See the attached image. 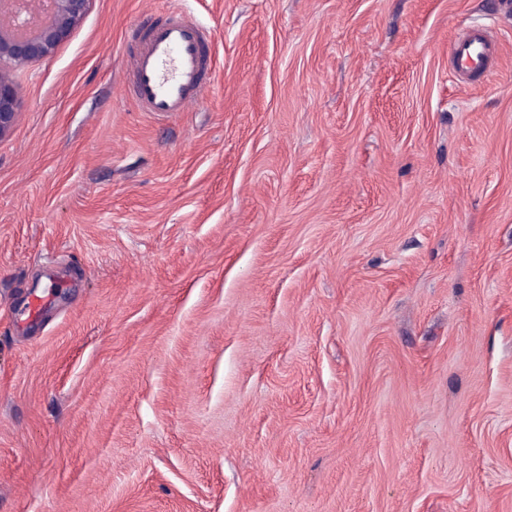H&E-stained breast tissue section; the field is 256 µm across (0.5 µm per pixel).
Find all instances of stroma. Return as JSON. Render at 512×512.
<instances>
[{
	"mask_svg": "<svg viewBox=\"0 0 512 512\" xmlns=\"http://www.w3.org/2000/svg\"><path fill=\"white\" fill-rule=\"evenodd\" d=\"M167 2L92 0L15 73L0 512H512V12L182 0L215 85L142 112ZM498 58L497 36L482 28H472L455 41L450 68L458 80L470 79L483 74Z\"/></svg>",
	"mask_w": 512,
	"mask_h": 512,
	"instance_id": "35a3bbf8",
	"label": "stroma"
}]
</instances>
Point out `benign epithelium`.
<instances>
[{
    "instance_id": "7a95c632",
    "label": "benign epithelium",
    "mask_w": 512,
    "mask_h": 512,
    "mask_svg": "<svg viewBox=\"0 0 512 512\" xmlns=\"http://www.w3.org/2000/svg\"><path fill=\"white\" fill-rule=\"evenodd\" d=\"M90 0H47L49 22L30 26L25 34L14 25L0 26V138L14 125L20 89L13 73L25 65L51 58L83 20Z\"/></svg>"
}]
</instances>
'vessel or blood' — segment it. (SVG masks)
Instances as JSON below:
<instances>
[{"mask_svg": "<svg viewBox=\"0 0 512 512\" xmlns=\"http://www.w3.org/2000/svg\"><path fill=\"white\" fill-rule=\"evenodd\" d=\"M165 22L147 19L131 29L141 46L125 54L124 66L132 74L130 94L142 111H184L201 101L214 82L207 67L213 42L210 30L194 22L183 9L172 7ZM499 57L497 36L472 28L454 43L450 68L460 80L483 74Z\"/></svg>", "mask_w": 512, "mask_h": 512, "instance_id": "1", "label": "vessel or blood"}]
</instances>
